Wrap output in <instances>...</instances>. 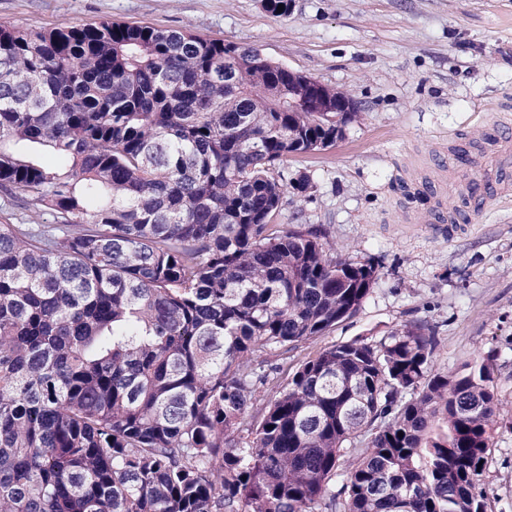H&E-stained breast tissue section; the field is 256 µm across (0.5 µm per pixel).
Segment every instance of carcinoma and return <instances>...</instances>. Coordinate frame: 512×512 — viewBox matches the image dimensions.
<instances>
[{
  "mask_svg": "<svg viewBox=\"0 0 512 512\" xmlns=\"http://www.w3.org/2000/svg\"><path fill=\"white\" fill-rule=\"evenodd\" d=\"M358 116L222 39L0 27V191L56 220L0 224V512H487L494 366L431 373L419 323L267 360L377 279L269 224Z\"/></svg>",
  "mask_w": 512,
  "mask_h": 512,
  "instance_id": "carcinoma-1",
  "label": "carcinoma"
}]
</instances>
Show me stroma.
Segmentation results:
<instances>
[{
	"mask_svg": "<svg viewBox=\"0 0 512 512\" xmlns=\"http://www.w3.org/2000/svg\"><path fill=\"white\" fill-rule=\"evenodd\" d=\"M146 24L260 50L344 92L359 117L325 150L291 155L289 176L309 175V196L288 194L272 222L325 234L338 255L371 262L377 280L361 310L287 354L270 355L280 380L309 357L353 340L379 343L408 323L432 328L435 373L494 354L499 400L485 475L488 512H512V200L496 195L512 172L457 169L437 144L512 138V0H296L276 16L260 0H0V27ZM479 182L483 204L448 200L463 231L412 224L436 208L411 172Z\"/></svg>",
	"mask_w": 512,
	"mask_h": 512,
	"instance_id": "35a3bbf8",
	"label": "stroma"
}]
</instances>
